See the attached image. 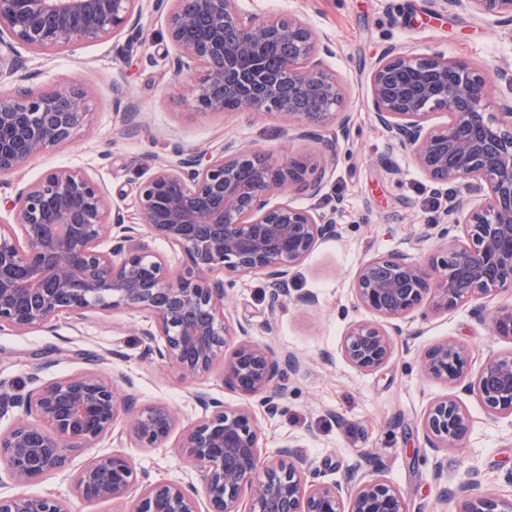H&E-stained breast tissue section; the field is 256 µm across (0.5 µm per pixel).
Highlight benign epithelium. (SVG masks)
<instances>
[{"mask_svg":"<svg viewBox=\"0 0 512 512\" xmlns=\"http://www.w3.org/2000/svg\"><path fill=\"white\" fill-rule=\"evenodd\" d=\"M493 21L512 22V0H441ZM167 9V33L178 54L174 73L196 71L188 88L200 114H276L300 137H322L335 129L349 134V114L337 111L343 93L324 57L334 54L298 17H246L237 0H0V68L24 77L16 47L68 49L89 40L127 34L123 51L143 40L147 6ZM273 49L274 67L262 49ZM491 85L468 64L442 53L416 56L391 50L369 79L368 108L388 139L409 150L428 176L434 194L448 195L453 182L474 183L480 203L451 200L448 220L434 225L444 254L425 263L392 252L360 263L355 296L373 321L352 323L343 352L354 367L375 372L388 362L393 337L426 298L437 310L477 303L512 288V107L488 111ZM442 112L448 121L430 125ZM89 115L88 93L59 85L22 90L0 99V177L32 157L68 142ZM304 156L275 158L226 143L214 150L176 151L155 166L136 188L134 221L114 208L104 188L84 170L59 166L21 189L9 218L0 217V328L18 332L46 327L60 315L127 309L152 323L140 329L144 352L186 379L209 373L223 359L224 386L255 399L231 407L205 392L194 395L202 417L181 424L180 412L156 403L133 410L118 372L108 378L85 371L42 383L24 396L0 399V416L23 407L36 420L20 419L0 431V472L21 488L66 471L69 452L88 447L126 419L123 433L142 448L162 445L181 427L179 452L195 469L205 512H408L399 490L378 476L349 471L343 481L322 480L298 446L264 448L258 416H275L286 396L285 372L306 371L297 355H277L251 340L248 320L229 300L235 279L260 273L269 282L273 311L293 298L312 307V293L291 296L289 270L303 262L316 242L338 234L337 224L287 200L290 192L317 194L329 169L314 179ZM179 247L188 275L173 278L165 261L141 242L139 228ZM111 242L107 250L103 242ZM493 335L512 341V303L492 314ZM163 339L156 345V337ZM240 340L226 350L228 337ZM467 349L452 339L429 348L421 373L462 385L493 414L512 412V351L493 355L474 376ZM429 447L461 448L471 420L461 402L434 399L421 421ZM479 471L441 487L459 500L456 512H512V496L478 494ZM84 501L135 497L133 512H200L194 483L152 481L123 454L93 457L74 476ZM0 512H69L51 495L0 494Z\"/></svg>","mask_w":512,"mask_h":512,"instance_id":"obj_1","label":"benign epithelium"}]
</instances>
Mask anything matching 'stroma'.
Wrapping results in <instances>:
<instances>
[{
    "label": "stroma",
    "instance_id": "stroma-1",
    "mask_svg": "<svg viewBox=\"0 0 512 512\" xmlns=\"http://www.w3.org/2000/svg\"><path fill=\"white\" fill-rule=\"evenodd\" d=\"M242 12H275L304 19L318 34L331 38L336 54L328 65L344 91L341 111L351 117L348 138L336 153L323 142L297 137L274 116L249 114L202 116L188 104L190 74L174 76L173 51L167 37L165 11L146 10L145 40L132 53L122 52L123 37L82 42L57 53L21 49L25 81L0 77V98L19 88L46 91L68 82L90 92L88 122L70 142L29 160L17 173L0 178V211L16 193L59 165L83 169L102 184L113 206L132 201L137 185L160 160L175 149L199 151L233 141L274 156L304 155L312 161L329 159L333 168L322 191L314 197L294 195L296 205L334 215L336 237L321 240L309 257L290 269L296 292L317 294L316 309L287 301L268 310V284L263 275L237 278L228 289L240 316L250 324L253 341L275 353L303 357L306 373L285 374L288 396L282 410L262 419L267 448L295 441L325 474L343 480L347 469L380 471L418 512H455V502L443 501L433 479L435 462H442L449 483L465 478L470 466L481 470V491L512 494V414L490 415L473 395L452 384L422 376L419 359L435 343L453 338L470 350L468 368L478 372L492 354L512 350V341L476 320L470 305L434 312L429 302L414 311L413 334L395 337L391 359L367 373L344 357L342 343L353 322L370 319L359 306L355 272L364 259L406 251L428 260L438 251L432 224L445 205L428 177L405 149L389 145L368 109L369 74L379 57L391 49L416 54L440 52L448 58L485 69L493 105H512V80L500 77L512 70V25L484 21L438 0H238ZM138 113V126L125 115ZM137 312L92 311L85 317L64 315L51 327L19 333L0 328V393L26 394L39 383L94 370L111 375L119 369L134 381L137 408L165 402L188 419L201 417L192 395L201 390L231 406L242 395L225 389L221 368L195 381L145 356L136 329ZM445 395L459 396L471 419L463 448L440 452L429 448L421 427L427 405ZM120 452L157 481L194 479L180 456L175 439L159 448H141L119 433L93 447L71 452L72 468L89 458ZM28 493L62 499L69 512H132V500L84 502L73 493L65 474L32 483Z\"/></svg>",
    "mask_w": 512,
    "mask_h": 512
}]
</instances>
